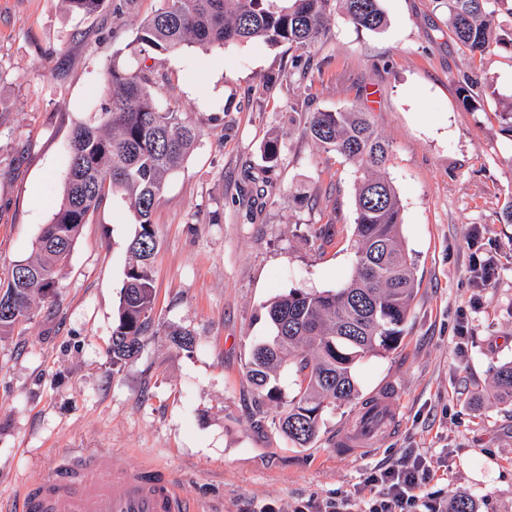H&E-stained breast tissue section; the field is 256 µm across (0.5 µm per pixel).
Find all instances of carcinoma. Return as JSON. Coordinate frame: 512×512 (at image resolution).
Wrapping results in <instances>:
<instances>
[{"label": "carcinoma", "instance_id": "1", "mask_svg": "<svg viewBox=\"0 0 512 512\" xmlns=\"http://www.w3.org/2000/svg\"><path fill=\"white\" fill-rule=\"evenodd\" d=\"M139 24L135 57L106 66L102 111L77 125L71 161L59 206L44 225L33 254L16 262L0 292L10 305L0 307V337L31 320L33 305L55 298L80 228L105 195L124 191L139 231L129 245V263L117 320L112 330V366L120 367L140 351L154 306L151 260L158 247L152 213L168 175L194 149L199 131L187 113L160 106L154 82L137 57L175 51L185 45L222 47L260 39L287 43L300 51L292 67L308 74L315 46L327 21L344 14L357 29L378 31L386 25L381 0H157ZM70 12L93 15L106 0H62ZM448 14L449 36L471 60L480 76L460 86L464 108L483 110V93L492 88L491 47L512 45V31L502 28L501 12L512 17V0H440ZM501 132L512 138V97L495 112ZM305 132L326 152L359 167L356 195L357 249L354 277L335 291H293L265 306L271 334L257 341L246 363L260 409L279 403L278 371L292 369L295 392L277 427L299 448L318 434L325 409L359 396L356 365L366 356L398 345L416 292L414 261L400 229L399 197L384 174L389 142L366 113L354 109L312 112ZM264 172L275 168L279 141L263 147ZM493 386L512 401V362L498 368Z\"/></svg>", "mask_w": 512, "mask_h": 512}]
</instances>
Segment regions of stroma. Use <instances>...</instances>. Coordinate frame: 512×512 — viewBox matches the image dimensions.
<instances>
[{
    "label": "stroma",
    "instance_id": "1",
    "mask_svg": "<svg viewBox=\"0 0 512 512\" xmlns=\"http://www.w3.org/2000/svg\"><path fill=\"white\" fill-rule=\"evenodd\" d=\"M157 0L78 17L61 0H0V280L31 255L59 205L74 128L99 111L101 74L132 57ZM387 23L357 30L332 17L300 79L288 45L259 40L146 58L154 93L188 112L200 138L153 213L152 326L139 354L113 367L109 349L139 229L120 193L83 225L54 302L0 339V502L76 449L138 454L167 468L197 512H293L309 502L371 496V469L418 454L438 460L427 487L447 503L512 512V404L494 398L512 361V138L496 102L512 96V48H494V95L467 111L472 64L449 38L436 0H382ZM310 111L356 108L389 141L385 166L418 291L398 347L355 369L360 396L327 409L318 437L295 447L256 410L245 364L268 335L263 307L295 290L341 288L355 269L360 173L304 131ZM280 154L264 174L263 146ZM270 185L243 205L249 177ZM494 257L485 287L474 256ZM190 332L192 350L172 341ZM390 398L399 421L368 450L337 448L369 399Z\"/></svg>",
    "mask_w": 512,
    "mask_h": 512
}]
</instances>
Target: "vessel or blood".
I'll return each instance as SVG.
<instances>
[{
  "mask_svg": "<svg viewBox=\"0 0 512 512\" xmlns=\"http://www.w3.org/2000/svg\"><path fill=\"white\" fill-rule=\"evenodd\" d=\"M12 512H194L161 466L132 458L112 470V455L85 452L58 459L49 474L17 496Z\"/></svg>",
  "mask_w": 512,
  "mask_h": 512,
  "instance_id": "1",
  "label": "vessel or blood"
}]
</instances>
